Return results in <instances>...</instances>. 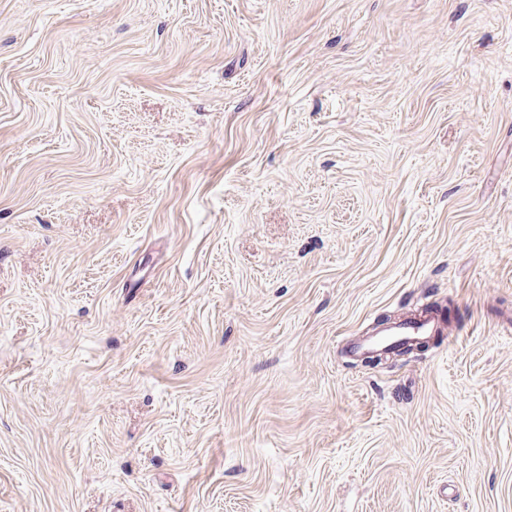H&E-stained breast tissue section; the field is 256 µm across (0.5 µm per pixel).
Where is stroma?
Returning a JSON list of instances; mask_svg holds the SVG:
<instances>
[{
	"label": "stroma",
	"mask_w": 512,
	"mask_h": 512,
	"mask_svg": "<svg viewBox=\"0 0 512 512\" xmlns=\"http://www.w3.org/2000/svg\"><path fill=\"white\" fill-rule=\"evenodd\" d=\"M511 323L512 0H0V512H512ZM446 330L445 314L430 308L408 319L374 324L364 336L348 341L344 353L349 359L359 361L393 347L445 336Z\"/></svg>",
	"instance_id": "obj_1"
}]
</instances>
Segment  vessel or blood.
I'll return each instance as SVG.
<instances>
[{"mask_svg":"<svg viewBox=\"0 0 512 512\" xmlns=\"http://www.w3.org/2000/svg\"><path fill=\"white\" fill-rule=\"evenodd\" d=\"M446 330L444 313L430 308L408 319L374 324L365 335L348 341L344 353L357 361L393 347L428 341L445 335Z\"/></svg>","mask_w":512,"mask_h":512,"instance_id":"1","label":"vessel or blood"}]
</instances>
